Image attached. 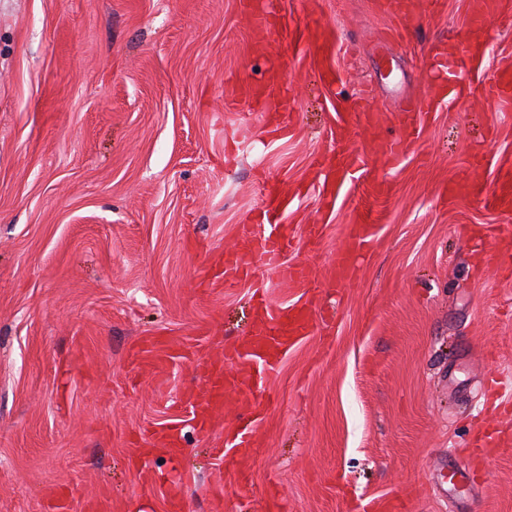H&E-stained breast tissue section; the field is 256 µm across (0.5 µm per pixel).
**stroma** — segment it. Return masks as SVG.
<instances>
[{
  "instance_id": "stroma-1",
  "label": "stroma",
  "mask_w": 512,
  "mask_h": 512,
  "mask_svg": "<svg viewBox=\"0 0 512 512\" xmlns=\"http://www.w3.org/2000/svg\"><path fill=\"white\" fill-rule=\"evenodd\" d=\"M276 12L325 28L337 82L308 49L289 52L241 0H0V512H512V280L485 263L492 228L512 214L473 195L444 204L448 182L490 188L489 158L512 155V106L494 94L512 67V18L489 15L480 69L459 78L471 98L416 121L408 102L436 94L433 44L473 27L472 0H414L419 26L398 40L386 0H271ZM279 65L259 105L241 95ZM371 112L338 134L340 107ZM289 113L287 135L275 114ZM355 151L361 177L333 212L320 207L316 162ZM391 184L374 207L375 247L357 279L330 267L363 190ZM276 184L291 202L284 258L312 281L265 268L238 287H205L210 262L235 248ZM323 227L319 245L308 225ZM311 303L307 336L283 358L261 400L248 500L211 491L232 460L215 448L247 423L225 405L197 431L188 391L226 344L249 335L252 295ZM163 338L185 356L134 364L132 347ZM177 421L187 455L154 449L139 495L140 432ZM501 447L476 454L484 435Z\"/></svg>"
}]
</instances>
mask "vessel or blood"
Instances as JSON below:
<instances>
[{
  "instance_id": "b4317fda",
  "label": "vessel or blood",
  "mask_w": 512,
  "mask_h": 512,
  "mask_svg": "<svg viewBox=\"0 0 512 512\" xmlns=\"http://www.w3.org/2000/svg\"><path fill=\"white\" fill-rule=\"evenodd\" d=\"M252 14L267 25L279 27L289 46L306 42L305 30L300 22L282 25L279 15L268 7L255 4ZM481 64L477 51V40L466 37L457 41L438 43L432 57L431 68L442 74L440 96H434L422 105L429 112L444 101L459 98V83L455 78L456 69H473ZM364 161L360 154L351 152L340 156H326L320 159L319 166L328 171L320 193L322 208L334 209L344 189L347 176L362 169ZM266 206L263 212V230L247 228L241 248L225 252L216 264L214 282L230 289L251 274L255 263L275 268L283 280L299 285L307 284L310 272L301 263L287 264L283 256L290 246L293 236L288 225L279 221L281 211L288 205V197L281 188L264 189ZM482 201L486 207L512 210V161L500 160L497 164V177L492 190L487 191ZM383 219L382 212L370 207H362L358 222L352 225L345 248L338 252L332 264V274L336 281L354 279L358 267L356 254L369 248L374 239L372 228ZM310 327L307 306L277 307L268 302H260L254 331L245 341L225 351L222 359L213 362L208 369L207 382L191 394L189 406L200 430H207L211 416L222 407L227 390H234L237 404L247 412L250 421L259 423L264 419L258 401V393L263 389L268 376L274 372L288 350ZM154 444L167 448L170 457L179 458L183 453L181 431L178 424L172 423L154 429L150 434ZM256 445L248 429L227 432L224 446L219 449V457L229 455L243 459L244 464L236 473L234 492L247 495L253 488L251 469L247 459L256 455Z\"/></svg>"
}]
</instances>
